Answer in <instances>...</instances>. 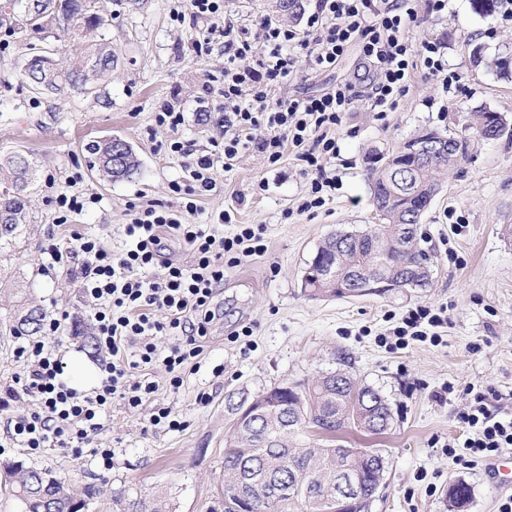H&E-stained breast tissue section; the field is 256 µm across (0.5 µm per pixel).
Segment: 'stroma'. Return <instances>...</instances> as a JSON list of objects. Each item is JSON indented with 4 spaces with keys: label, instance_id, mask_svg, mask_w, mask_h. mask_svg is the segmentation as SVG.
I'll return each mask as SVG.
<instances>
[{
    "label": "stroma",
    "instance_id": "obj_1",
    "mask_svg": "<svg viewBox=\"0 0 512 512\" xmlns=\"http://www.w3.org/2000/svg\"><path fill=\"white\" fill-rule=\"evenodd\" d=\"M110 25L97 41L109 43L118 62L93 92L39 94L22 75L27 48L22 37L0 29V155L21 152L36 162L29 221L12 241H0V391L20 367L17 336L9 331L23 305L67 313L56 343L61 358L94 350L74 336V321L94 324L90 301L76 277L82 259L69 253L48 266L50 246L67 249L50 199L73 187L91 204L74 216L80 229L99 236L113 252L123 248V224L152 206L177 210L169 190L185 181L196 157L210 154L221 137L219 76L224 56L196 58L193 44L205 22L173 20L171 0H100ZM413 37L440 42L449 70L460 80L443 92L426 70L414 72L405 96L385 115L358 101L339 134L340 153L328 164L336 190L314 213L297 212L308 176L294 151L277 165L243 152L231 171L218 172L217 186L196 199V224H214L232 235L238 225L261 232L266 252L224 270L215 294L199 371L186 374L179 392L166 391L164 368L151 371L157 398L182 421L180 430L150 426V406L113 404L104 430L81 454L61 449L31 454L15 448L0 465L20 462L51 471L73 489L94 486L85 512H129L137 500H165L169 512H224V439L231 432L230 400L281 384H301L345 372L374 387L392 406L395 422L381 436L349 432L350 448L384 452L388 471L370 512H448V485L472 489L467 512H497L507 495L495 488L488 463L451 457L448 448L465 438L456 415L470 400L467 387L502 394L498 411L512 414V130L494 140L472 138L473 111L487 108L512 121V21L500 12H480L474 0H448L444 17L419 15ZM277 91L283 99L319 95L342 82L363 92V62L349 50L336 70L321 72L306 51ZM184 114L177 130L158 126L165 104ZM426 127L471 141L467 159L443 175L440 190L418 226V244L430 254L428 287L359 297L312 298L302 288L318 247L337 232L376 223L368 157L388 153ZM106 136L129 142L139 161L134 180L106 182L91 171L85 145ZM190 153L171 154L173 139ZM229 212L231 222L216 217ZM418 305L444 310L448 321L435 339L403 344L394 331ZM111 449L115 464L94 456Z\"/></svg>",
    "mask_w": 512,
    "mask_h": 512
}]
</instances>
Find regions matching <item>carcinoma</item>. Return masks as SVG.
<instances>
[{"label": "carcinoma", "mask_w": 512, "mask_h": 512, "mask_svg": "<svg viewBox=\"0 0 512 512\" xmlns=\"http://www.w3.org/2000/svg\"><path fill=\"white\" fill-rule=\"evenodd\" d=\"M23 0H0V27L11 34L35 36L42 40L52 37L73 42L72 53L66 59L49 57L43 50L30 45L24 77L37 92L65 89L87 92L91 82L112 72L116 55L112 46L92 43L90 38L108 19L100 12L98 0H51L55 9L48 15L34 18L18 12ZM85 150L93 156L92 164L107 180H112V143L108 140L91 141ZM34 162L27 155L13 153L0 156V239L9 238L19 225L27 223L30 199L26 192L33 176ZM440 172L423 169L392 175L373 174L372 204L380 224L369 232L381 233L392 224L404 223L405 214L412 211L426 197L420 187L434 189ZM417 232L410 241L396 244L382 254L373 252L369 237L354 240L340 233L333 234L321 246L322 252L336 249L345 257L346 272L334 283L308 288L313 297L331 295L347 297L355 287L370 275L380 272L395 282H412L424 288L429 275L419 266V257L428 252L418 247ZM44 312L38 307H21L12 317L11 330L20 336H34L41 332ZM309 399L303 405L313 419L334 430L327 443L314 446L299 435L300 429L291 422L297 404L288 399L254 417L247 437L231 436L224 448V483L239 484L250 492L247 476L260 470L278 483L297 482L290 500L283 501L262 491L253 492L256 512H330L325 499L328 492H336V477L341 467L359 478L366 499L364 512H369L371 496L381 485L388 462L381 451L347 448L336 442V435L347 429H359L370 435H381L394 421V413L387 399L370 386L359 385L345 373H330L309 381ZM5 483L11 486L13 496L20 502L22 512H77V496L65 482L50 473L29 469L21 464L3 467ZM471 499V487L457 482L448 488V512H461Z\"/></svg>", "instance_id": "1"}]
</instances>
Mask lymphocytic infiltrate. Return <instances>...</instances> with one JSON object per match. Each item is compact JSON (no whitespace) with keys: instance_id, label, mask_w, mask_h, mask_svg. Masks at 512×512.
Listing matches in <instances>:
<instances>
[{"instance_id":"lymphocytic-infiltrate-1","label":"lymphocytic infiltrate","mask_w":512,"mask_h":512,"mask_svg":"<svg viewBox=\"0 0 512 512\" xmlns=\"http://www.w3.org/2000/svg\"><path fill=\"white\" fill-rule=\"evenodd\" d=\"M421 8L440 16L447 13L448 0H316L304 27L266 20L253 30L225 21L224 0H178L174 20L208 21L224 39V148L220 157L197 158L191 185L172 184V192L185 197L181 212L149 207L135 213L123 227L122 253L112 254L100 238L70 230L69 242L82 256L80 290L95 310L96 346L102 353L99 384L88 394L67 385L63 363L50 344L62 319L46 317L42 336L15 350L22 370L6 393L28 409L16 418L7 447L40 453L84 442L102 430L114 401L135 409L154 399L159 386L144 373L155 365L165 367L171 390L182 387L186 371L198 367L225 265L265 252L252 227L219 237L208 225L183 222V213L196 211V197L215 189L216 161L232 169L241 150L251 145L272 165L282 160L286 148L295 149L312 176L297 210L323 207L326 193L336 188L325 166L339 153L337 133L356 96L350 85L339 83L318 96L276 97L293 65L288 49H307L316 67L327 71L350 48H358L372 74L367 97L375 110L404 96L420 66L451 90L457 76L446 72L440 44L408 36ZM245 58L250 61L246 67L241 64ZM257 128L264 134L255 139L250 132ZM169 238L192 252L190 263L176 264L167 257ZM162 337L168 340L163 348L157 345ZM486 399L485 393H475L469 408L458 415L469 432L462 447L477 460L512 448V416H496Z\"/></svg>"}]
</instances>
